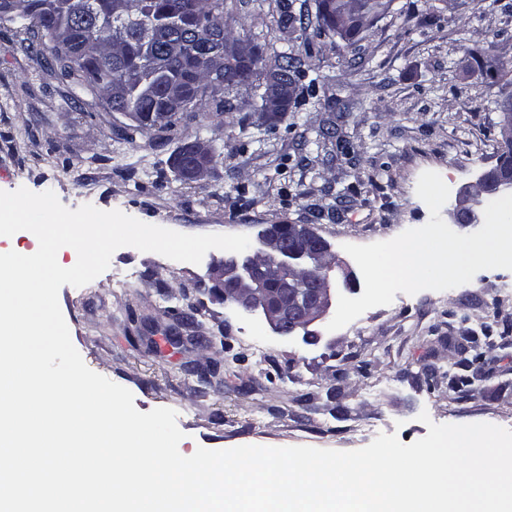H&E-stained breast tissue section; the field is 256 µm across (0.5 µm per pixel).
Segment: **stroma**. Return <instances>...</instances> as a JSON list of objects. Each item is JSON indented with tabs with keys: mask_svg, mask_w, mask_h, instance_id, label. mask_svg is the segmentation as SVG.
Listing matches in <instances>:
<instances>
[{
	"mask_svg": "<svg viewBox=\"0 0 512 512\" xmlns=\"http://www.w3.org/2000/svg\"><path fill=\"white\" fill-rule=\"evenodd\" d=\"M269 4L239 0L224 29L264 52L300 56L305 76L288 112L260 111L259 91L242 87L230 112L131 141L119 134L125 114L73 102L17 41L0 37V190H50L73 210L89 203L192 235L308 224L342 262L337 292L360 296L364 280L344 244L427 223L416 194L422 172L439 173L455 196L496 165L512 0H447L438 11L428 0H393L352 47L331 32L277 26ZM195 139L214 149L211 174L198 182L173 167ZM223 256L213 249L194 265L126 246L92 282L58 294L89 369L130 390L140 412L183 409L180 452L355 450L371 439L354 426L381 421L408 445L428 433L423 411L439 424L512 429V340L497 329L512 324V293L494 279L479 273L444 295L397 294L342 329L318 324L320 338L308 344L205 294L209 267ZM123 275L128 286L114 287ZM173 323L194 343H171ZM452 336L469 337L466 352L449 348ZM213 364L224 369L222 386L198 373Z\"/></svg>",
	"mask_w": 512,
	"mask_h": 512,
	"instance_id": "1",
	"label": "stroma"
}]
</instances>
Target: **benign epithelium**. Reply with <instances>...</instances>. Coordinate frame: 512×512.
Returning <instances> with one entry per match:
<instances>
[{
	"mask_svg": "<svg viewBox=\"0 0 512 512\" xmlns=\"http://www.w3.org/2000/svg\"><path fill=\"white\" fill-rule=\"evenodd\" d=\"M216 30L202 25L197 32V64L221 86L222 71L237 60L260 66L252 47L242 40L218 52L211 48ZM262 67V66H260ZM261 111L279 114L294 98V84L276 69L262 67ZM212 151L202 141L186 143L177 166L186 179L207 175ZM512 191V158L502 156L485 171L471 191L456 201L449 212L463 226L478 224L484 198ZM258 246L249 252L225 257L209 269L211 293L225 306L260 316L277 336H302L306 342L319 336L313 325L324 319L332 306L331 272L340 266L329 243L308 224H274L257 235Z\"/></svg>",
	"mask_w": 512,
	"mask_h": 512,
	"instance_id": "benign-epithelium-1",
	"label": "benign epithelium"
}]
</instances>
